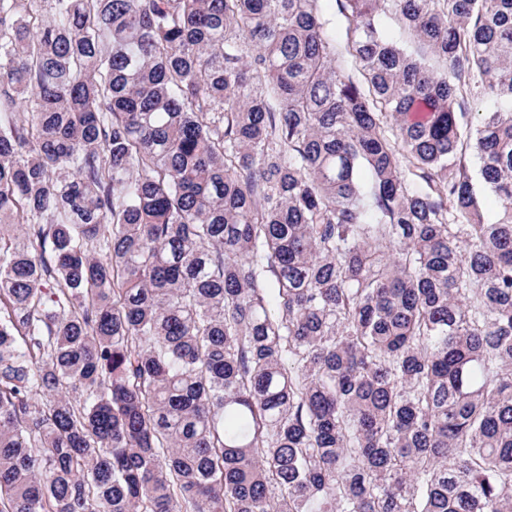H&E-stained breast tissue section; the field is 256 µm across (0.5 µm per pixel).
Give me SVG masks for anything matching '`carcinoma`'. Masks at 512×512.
<instances>
[{
  "instance_id": "cac0c4a2",
  "label": "carcinoma",
  "mask_w": 512,
  "mask_h": 512,
  "mask_svg": "<svg viewBox=\"0 0 512 512\" xmlns=\"http://www.w3.org/2000/svg\"><path fill=\"white\" fill-rule=\"evenodd\" d=\"M0 512H512V0H0ZM470 164L472 169L474 170L476 190L479 196L482 212L484 214L485 219L488 222H492L495 219L497 213L500 211L502 207V202L493 192L485 188L481 183L480 179L478 178V175H476V161L474 159H471Z\"/></svg>"
}]
</instances>
